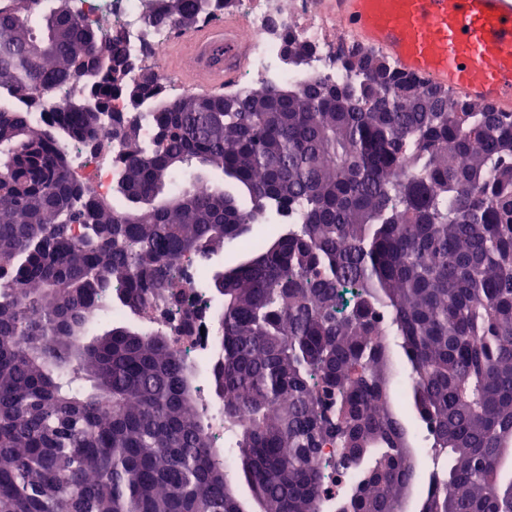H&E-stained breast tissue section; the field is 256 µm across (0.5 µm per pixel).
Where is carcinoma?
<instances>
[{"mask_svg": "<svg viewBox=\"0 0 512 512\" xmlns=\"http://www.w3.org/2000/svg\"><path fill=\"white\" fill-rule=\"evenodd\" d=\"M0 11V512H512V112L353 48L342 81L170 96L80 0ZM178 31L212 0H143ZM284 60L315 48L279 32ZM78 85L66 112L49 93ZM153 125L150 142L139 137ZM120 132L112 199L61 142ZM224 176L195 191L200 171ZM232 247L229 270L209 261ZM223 326L197 369L158 323ZM249 424L239 426L240 415ZM251 494L237 497L233 480ZM178 270L182 280L179 284L182 289H188L187 292L195 298L201 300V306L204 317L197 325V334L195 336H171L174 343L181 348L187 359L191 362H205L213 355V346L215 338L218 336L217 328L213 323L212 309L213 302L205 288H189L195 287L197 284L196 272L201 264H188L185 260L178 262ZM204 326V330H201ZM205 333V336L201 335Z\"/></svg>", "mask_w": 512, "mask_h": 512, "instance_id": "cac0c4a2", "label": "carcinoma"}]
</instances>
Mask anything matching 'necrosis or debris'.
Masks as SVG:
<instances>
[{
    "label": "necrosis or debris",
    "mask_w": 512,
    "mask_h": 512,
    "mask_svg": "<svg viewBox=\"0 0 512 512\" xmlns=\"http://www.w3.org/2000/svg\"><path fill=\"white\" fill-rule=\"evenodd\" d=\"M112 5V26L122 31L129 54L148 58L150 66L164 72V63L175 37L172 28L153 29L144 22L141 0H83L82 10L87 18H97L104 3ZM243 18L238 37L247 56V67L242 77L245 82L259 87L272 78L299 84L313 77L340 80L344 72L341 59L353 46L344 24L336 16L327 14L315 0H238ZM279 22L313 45L317 53L298 68L288 66L277 38L271 36V22ZM181 288L201 302L204 316L203 334L175 337L189 361L204 362L213 354L218 335L211 311L213 302L206 289L197 285V264L179 261Z\"/></svg>",
    "instance_id": "necrosis-or-debris-1"
}]
</instances>
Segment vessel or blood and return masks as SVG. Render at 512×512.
Masks as SVG:
<instances>
[{"label": "vessel or blood", "instance_id": "1", "mask_svg": "<svg viewBox=\"0 0 512 512\" xmlns=\"http://www.w3.org/2000/svg\"><path fill=\"white\" fill-rule=\"evenodd\" d=\"M363 43L405 74L512 110V0H322ZM236 21L182 35L171 62L183 83L221 93L241 68Z\"/></svg>", "mask_w": 512, "mask_h": 512}]
</instances>
